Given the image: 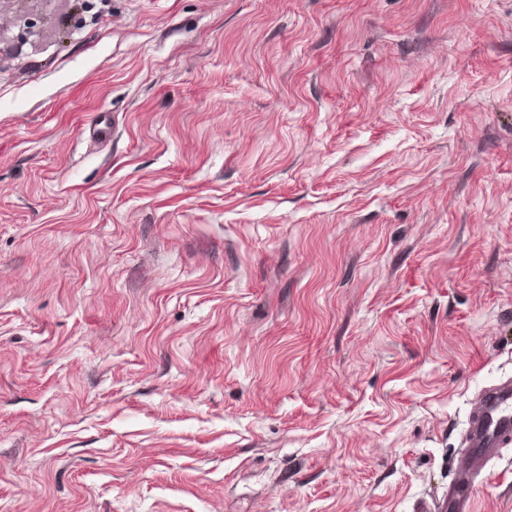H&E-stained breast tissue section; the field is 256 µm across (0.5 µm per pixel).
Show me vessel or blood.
Here are the masks:
<instances>
[{"mask_svg": "<svg viewBox=\"0 0 512 512\" xmlns=\"http://www.w3.org/2000/svg\"><path fill=\"white\" fill-rule=\"evenodd\" d=\"M512 443V383L480 391L473 399L465 444L467 453L454 482L448 488L445 512H470L477 475L500 448Z\"/></svg>", "mask_w": 512, "mask_h": 512, "instance_id": "vessel-or-blood-1", "label": "vessel or blood"}]
</instances>
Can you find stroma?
Wrapping results in <instances>:
<instances>
[{"label":"stroma","instance_id":"obj_1","mask_svg":"<svg viewBox=\"0 0 512 512\" xmlns=\"http://www.w3.org/2000/svg\"><path fill=\"white\" fill-rule=\"evenodd\" d=\"M92 3L0 0V512H439L512 380V0Z\"/></svg>","mask_w":512,"mask_h":512}]
</instances>
